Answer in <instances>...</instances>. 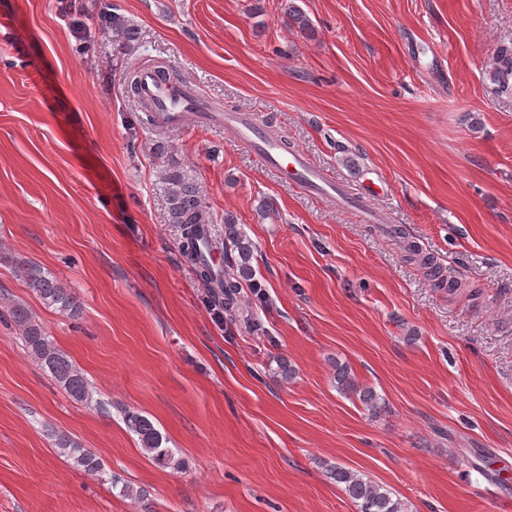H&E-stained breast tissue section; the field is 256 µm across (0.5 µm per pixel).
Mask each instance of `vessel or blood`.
<instances>
[{
    "label": "vessel or blood",
    "instance_id": "b4317fda",
    "mask_svg": "<svg viewBox=\"0 0 512 512\" xmlns=\"http://www.w3.org/2000/svg\"><path fill=\"white\" fill-rule=\"evenodd\" d=\"M140 80L142 95L153 105L160 122L176 124L190 116L200 122H217L221 119L217 112L193 111L192 105L196 100L193 92L159 83L150 71H141ZM229 124L240 142L248 145L263 164L278 171L286 181L320 198L335 197L338 190L335 179L327 171L310 163L302 152L288 150L279 140L259 130L247 116L232 117Z\"/></svg>",
    "mask_w": 512,
    "mask_h": 512
}]
</instances>
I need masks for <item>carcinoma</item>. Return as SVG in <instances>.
<instances>
[{
  "label": "carcinoma",
  "mask_w": 512,
  "mask_h": 512,
  "mask_svg": "<svg viewBox=\"0 0 512 512\" xmlns=\"http://www.w3.org/2000/svg\"><path fill=\"white\" fill-rule=\"evenodd\" d=\"M285 15L288 24L311 37L315 29L307 14L294 3H288ZM490 77L499 93L512 95V43L497 50ZM161 187L167 201L168 223L180 226L182 247L186 259L196 266L199 276L212 283L214 275L204 262L200 248L212 246V239H201L202 228L211 224L209 207L194 180L183 169L169 166L161 177ZM255 246L241 225L231 214H224V275L220 287L210 289L213 305L224 311L231 319L243 310L241 289L243 283L253 277L251 265ZM17 269L27 287L47 307L76 317L80 314V303L73 292L49 269L29 261L17 263ZM13 321L21 330L24 346L41 368L76 402H87L92 398L90 384L83 371L76 366L67 353L55 343L46 328L33 319L29 310L17 303L11 309ZM334 382L343 394L352 393L367 410L376 414L382 409L379 396L370 387H363L356 380L351 368L342 363L335 364ZM125 421L131 432L137 435L142 451L152 460L173 470H181L185 462L175 458L173 452L164 447L166 439L146 416L125 412ZM53 447L71 459L74 467L98 477L106 475L103 461L92 450L64 433H54ZM326 477L340 486L356 504L358 512H406L401 499L384 486L364 474L337 463H323Z\"/></svg>",
  "instance_id": "carcinoma-1"
}]
</instances>
